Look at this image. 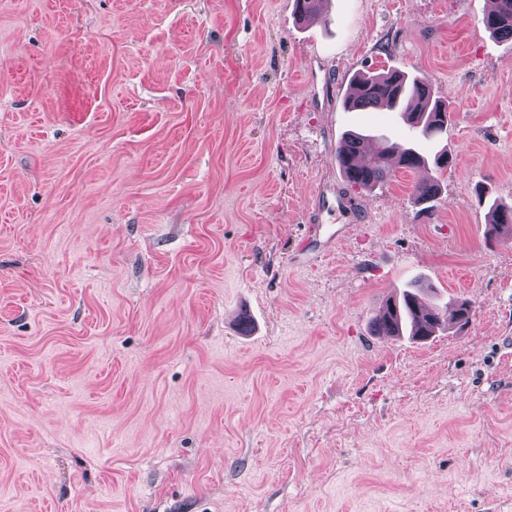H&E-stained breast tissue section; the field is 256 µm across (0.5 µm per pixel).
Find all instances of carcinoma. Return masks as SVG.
<instances>
[{
  "mask_svg": "<svg viewBox=\"0 0 512 512\" xmlns=\"http://www.w3.org/2000/svg\"><path fill=\"white\" fill-rule=\"evenodd\" d=\"M321 0H295V12L305 19L318 15ZM484 26L491 33L512 39V0H497L493 13L484 18ZM350 109L366 110L388 107L398 112L405 125L417 137L429 140L448 130V109L444 102L433 99L432 85L426 78L408 77L391 69L376 74H360L354 77L346 94ZM365 136L349 133L336 146V162L348 183L361 189L373 188L389 180L394 166L417 168L425 159L415 148H404L398 142H387L379 151L358 166L354 157ZM414 194L420 204L433 202L438 196V184L430 179L415 186ZM492 230L506 239L512 238V206L492 203ZM465 303L448 307H427L421 304L417 294L405 290L402 297L388 298L373 322L374 331L380 336L426 339L437 331L455 323L467 321Z\"/></svg>",
  "mask_w": 512,
  "mask_h": 512,
  "instance_id": "1",
  "label": "carcinoma"
}]
</instances>
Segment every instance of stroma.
<instances>
[{
	"label": "stroma",
	"instance_id": "1",
	"mask_svg": "<svg viewBox=\"0 0 512 512\" xmlns=\"http://www.w3.org/2000/svg\"><path fill=\"white\" fill-rule=\"evenodd\" d=\"M488 11L0 0V512H512L488 206L512 204V39ZM391 68L430 80L447 134L345 109ZM350 130L453 165L353 187ZM414 284L469 323L373 335Z\"/></svg>",
	"mask_w": 512,
	"mask_h": 512
}]
</instances>
